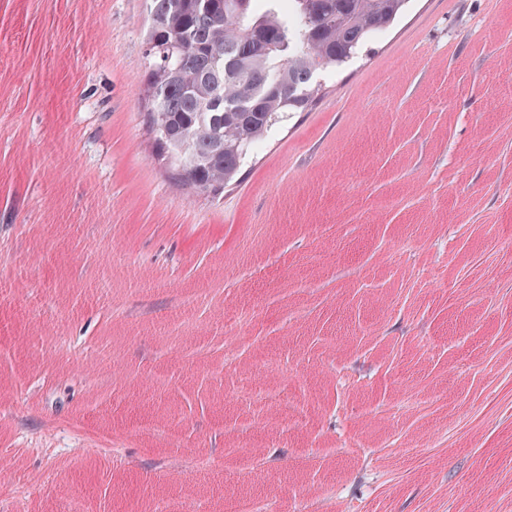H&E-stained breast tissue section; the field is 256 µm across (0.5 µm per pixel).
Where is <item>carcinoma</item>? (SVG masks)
Wrapping results in <instances>:
<instances>
[{
	"mask_svg": "<svg viewBox=\"0 0 512 512\" xmlns=\"http://www.w3.org/2000/svg\"><path fill=\"white\" fill-rule=\"evenodd\" d=\"M147 0L142 98L154 159L180 183L224 194L250 151L351 65L409 0Z\"/></svg>",
	"mask_w": 512,
	"mask_h": 512,
	"instance_id": "obj_1",
	"label": "carcinoma"
}]
</instances>
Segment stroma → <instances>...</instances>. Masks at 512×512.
Wrapping results in <instances>:
<instances>
[{"label": "stroma", "instance_id": "stroma-1", "mask_svg": "<svg viewBox=\"0 0 512 512\" xmlns=\"http://www.w3.org/2000/svg\"><path fill=\"white\" fill-rule=\"evenodd\" d=\"M146 18L0 0V512H512V0H411L217 201Z\"/></svg>", "mask_w": 512, "mask_h": 512}]
</instances>
